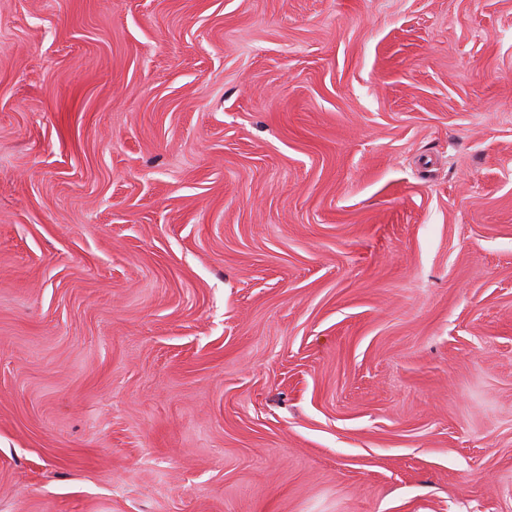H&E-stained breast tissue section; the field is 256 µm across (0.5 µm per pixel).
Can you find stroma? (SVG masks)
I'll return each mask as SVG.
<instances>
[{
  "instance_id": "obj_1",
  "label": "stroma",
  "mask_w": 512,
  "mask_h": 512,
  "mask_svg": "<svg viewBox=\"0 0 512 512\" xmlns=\"http://www.w3.org/2000/svg\"><path fill=\"white\" fill-rule=\"evenodd\" d=\"M0 512H512V0H0Z\"/></svg>"
}]
</instances>
